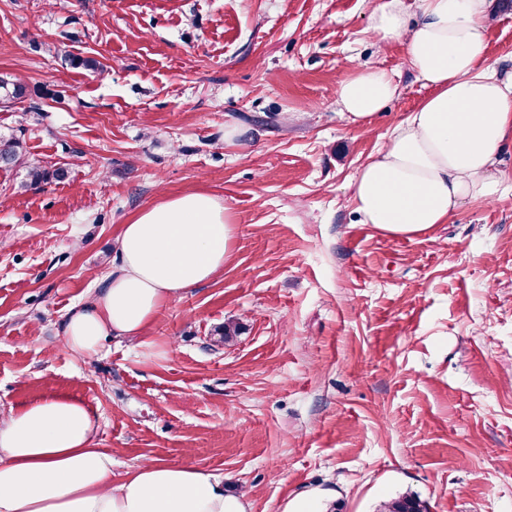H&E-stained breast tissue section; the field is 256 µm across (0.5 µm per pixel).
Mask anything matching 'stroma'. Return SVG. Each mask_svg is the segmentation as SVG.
Returning a JSON list of instances; mask_svg holds the SVG:
<instances>
[{"label":"stroma","instance_id":"35a3bbf8","mask_svg":"<svg viewBox=\"0 0 512 512\" xmlns=\"http://www.w3.org/2000/svg\"><path fill=\"white\" fill-rule=\"evenodd\" d=\"M375 0H0V73L26 97L0 133L62 181L0 169V417L53 394L97 415L112 478L153 460L222 476L246 512H512V145L492 198L411 236L361 223L350 184L430 93ZM92 59L96 68L85 67ZM512 75V11L481 57ZM363 66L399 93L366 127L337 103ZM246 128L242 143L224 128ZM192 192L235 235L222 271L144 341L91 362L68 309L120 227ZM243 325L222 341L227 322ZM67 176V171L63 168H57L53 172L44 169L39 164L33 163L27 169V187L38 188L42 184L49 182L52 178L63 180Z\"/></svg>","mask_w":512,"mask_h":512}]
</instances>
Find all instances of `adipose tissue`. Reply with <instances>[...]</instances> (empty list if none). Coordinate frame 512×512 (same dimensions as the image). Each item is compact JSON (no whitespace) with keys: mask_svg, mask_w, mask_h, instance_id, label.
Returning a JSON list of instances; mask_svg holds the SVG:
<instances>
[{"mask_svg":"<svg viewBox=\"0 0 512 512\" xmlns=\"http://www.w3.org/2000/svg\"><path fill=\"white\" fill-rule=\"evenodd\" d=\"M380 0L369 28L383 44L401 42L431 89L351 182L362 223L409 235L445 223L466 200L491 197L494 167L512 144V77L481 67L492 0ZM386 71L365 68L338 87L342 113L363 125L394 99ZM233 224L207 193L168 198L134 215L117 238L118 260L103 288L73 306L65 345L90 361L107 337L140 339L157 314L212 279L230 257ZM97 421L63 395L0 419V512H245L222 478L190 465L150 461L112 479V452L94 445Z\"/></svg>","mask_w":512,"mask_h":512,"instance_id":"1","label":"adipose tissue"}]
</instances>
